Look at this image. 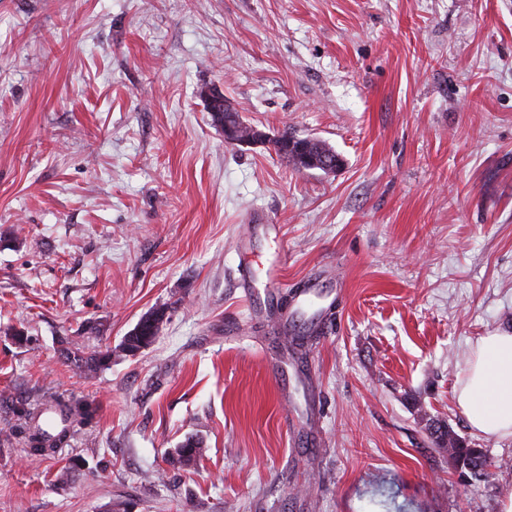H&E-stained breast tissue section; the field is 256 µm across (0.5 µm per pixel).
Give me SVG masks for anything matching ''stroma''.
I'll list each match as a JSON object with an SVG mask.
<instances>
[{
	"label": "stroma",
	"instance_id": "stroma-1",
	"mask_svg": "<svg viewBox=\"0 0 512 512\" xmlns=\"http://www.w3.org/2000/svg\"><path fill=\"white\" fill-rule=\"evenodd\" d=\"M205 87L340 167L226 144ZM246 276L281 310L319 281L318 328L280 344ZM162 306L136 355L63 362ZM501 329L512 0H0V512H500L512 437L471 431L456 389ZM54 395L96 416L29 458L17 410ZM421 408L485 449L484 480ZM282 135L288 137V140L291 141L292 139H296L295 144L303 143L306 146L307 152L310 155L312 154L318 157L323 156L325 159L329 161L335 160L337 163H341L339 155L336 154V152L331 147H329L325 142L321 140L309 137H298L290 133L288 134L287 132H285ZM112 347L94 349L91 352L81 347H65L61 353L63 361L85 377H93L112 364Z\"/></svg>",
	"mask_w": 512,
	"mask_h": 512
}]
</instances>
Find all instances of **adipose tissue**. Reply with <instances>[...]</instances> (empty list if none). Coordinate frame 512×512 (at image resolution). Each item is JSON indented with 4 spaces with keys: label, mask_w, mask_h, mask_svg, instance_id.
<instances>
[{
    "label": "adipose tissue",
    "mask_w": 512,
    "mask_h": 512,
    "mask_svg": "<svg viewBox=\"0 0 512 512\" xmlns=\"http://www.w3.org/2000/svg\"><path fill=\"white\" fill-rule=\"evenodd\" d=\"M457 402L474 432L512 437V332L497 331L475 343Z\"/></svg>",
    "instance_id": "ef3b65f1"
}]
</instances>
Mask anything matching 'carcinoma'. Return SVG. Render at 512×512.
<instances>
[{
  "instance_id": "carcinoma-1",
  "label": "carcinoma",
  "mask_w": 512,
  "mask_h": 512,
  "mask_svg": "<svg viewBox=\"0 0 512 512\" xmlns=\"http://www.w3.org/2000/svg\"><path fill=\"white\" fill-rule=\"evenodd\" d=\"M289 139L306 146L307 152L322 156L329 161L341 162L336 152L325 142L309 138L294 137ZM165 309L160 307L142 317L119 345L121 352L134 354L149 346L160 331L165 320ZM63 361L86 377H93L101 370L112 365V348L94 349L90 352L81 347H66L61 353ZM93 411L87 406L73 405L57 397L46 403V407L29 408L23 412L25 425L19 433L25 439V451L28 457L47 456L55 449L62 448L69 442L70 426L85 423L92 419ZM425 429L429 432L434 445L438 448H450L448 459L459 476L469 477L475 481L486 475L489 461L484 449L472 445L467 439L458 435L450 426L433 417L426 418ZM201 453L200 442L185 441L176 449L179 462L185 466L193 464Z\"/></svg>"
}]
</instances>
